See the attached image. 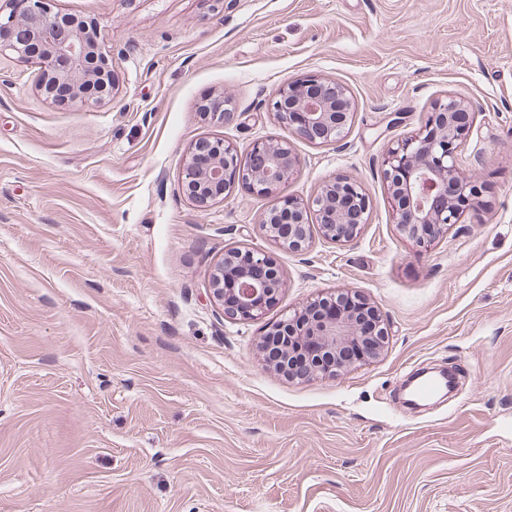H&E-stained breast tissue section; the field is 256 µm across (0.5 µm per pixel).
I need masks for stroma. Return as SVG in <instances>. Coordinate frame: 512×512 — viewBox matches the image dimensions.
Instances as JSON below:
<instances>
[{"label":"stroma","mask_w":512,"mask_h":512,"mask_svg":"<svg viewBox=\"0 0 512 512\" xmlns=\"http://www.w3.org/2000/svg\"><path fill=\"white\" fill-rule=\"evenodd\" d=\"M91 21L112 98L54 103L38 64L0 57V512H512V0H54ZM309 74L345 84L347 137L302 140L269 107ZM226 95L232 117L198 112ZM449 95L472 108L478 210L412 246L381 163ZM288 142L285 194L357 179L367 224L272 247L271 200L199 210L191 146ZM272 252L286 275L255 321L225 318L210 271ZM359 291L388 322L379 358L291 381L257 356L268 324ZM452 368L415 409L396 384Z\"/></svg>","instance_id":"obj_1"}]
</instances>
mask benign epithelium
Returning <instances> with one entry per match:
<instances>
[{
	"instance_id": "1",
	"label": "benign epithelium",
	"mask_w": 512,
	"mask_h": 512,
	"mask_svg": "<svg viewBox=\"0 0 512 512\" xmlns=\"http://www.w3.org/2000/svg\"><path fill=\"white\" fill-rule=\"evenodd\" d=\"M51 2L8 0L9 13L0 14V54L9 53L20 64L38 61L40 91L52 102L57 101L60 85L71 89V104L111 98L112 64L101 51L97 34L75 17L52 11ZM269 106L294 136L316 144L345 139L354 112L346 85L317 75L278 88ZM200 111L221 120L231 116L224 110L222 97L207 100ZM470 112L468 102L447 96L435 105L418 133L391 143L383 158L382 175L394 203V223L418 247L446 234L448 227L459 223L462 209L474 206L482 193L480 182L460 172V147L470 125L461 124L459 117ZM298 170L299 161L286 142L258 141L243 157L222 139L203 138L192 147L181 181L202 210L228 196L235 185L264 196L277 195L256 223L278 247L295 252L306 248L312 212L319 216L325 239L334 243L353 240L369 217L370 202L361 184L333 177L305 201L279 195ZM284 286L274 257L261 249L228 250L211 273L212 299L222 304L224 296L231 295L234 308L224 309V316L233 320L261 318ZM331 299V295H318L269 330L277 344L287 346L294 339L306 344L300 358L307 366L302 380L331 374L342 349L360 335L349 314L327 317L322 313Z\"/></svg>"
}]
</instances>
